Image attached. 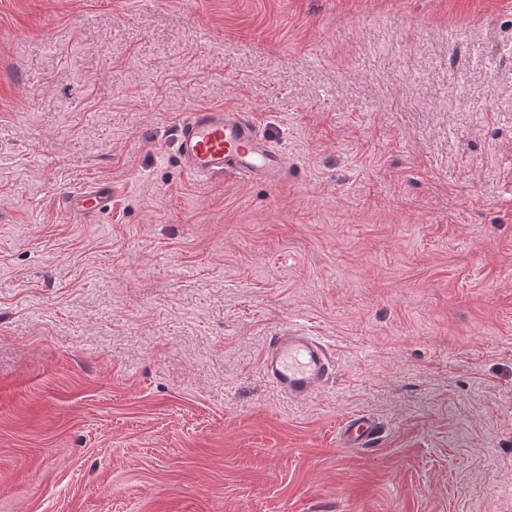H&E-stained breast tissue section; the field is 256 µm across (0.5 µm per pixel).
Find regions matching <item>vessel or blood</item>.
<instances>
[{
  "mask_svg": "<svg viewBox=\"0 0 512 512\" xmlns=\"http://www.w3.org/2000/svg\"><path fill=\"white\" fill-rule=\"evenodd\" d=\"M178 154L190 177L208 180L233 175L275 183L288 172V163L262 134L254 120L237 109L200 107L186 113L177 129ZM112 187L102 183L72 192L62 200L65 212L86 216L108 205ZM334 357L320 336L306 328H291L271 337L261 360L263 378L282 395L304 401L328 381ZM375 417L355 414L339 428L342 447L366 448L377 437Z\"/></svg>",
  "mask_w": 512,
  "mask_h": 512,
  "instance_id": "obj_1",
  "label": "vessel or blood"
}]
</instances>
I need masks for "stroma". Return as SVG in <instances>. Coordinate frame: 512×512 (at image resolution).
<instances>
[{
	"label": "stroma",
	"mask_w": 512,
	"mask_h": 512,
	"mask_svg": "<svg viewBox=\"0 0 512 512\" xmlns=\"http://www.w3.org/2000/svg\"><path fill=\"white\" fill-rule=\"evenodd\" d=\"M210 106L287 180L186 176ZM0 512H512V0H0ZM111 198L112 186L101 183L87 190L69 193L62 199L61 205L67 213L86 216L102 210ZM334 370V357L321 336L306 328L272 336L260 365L263 378L293 401L310 398ZM379 431L380 426L375 417L354 414L340 426L338 437L342 448H368Z\"/></svg>",
	"instance_id": "35a3bbf8"
}]
</instances>
